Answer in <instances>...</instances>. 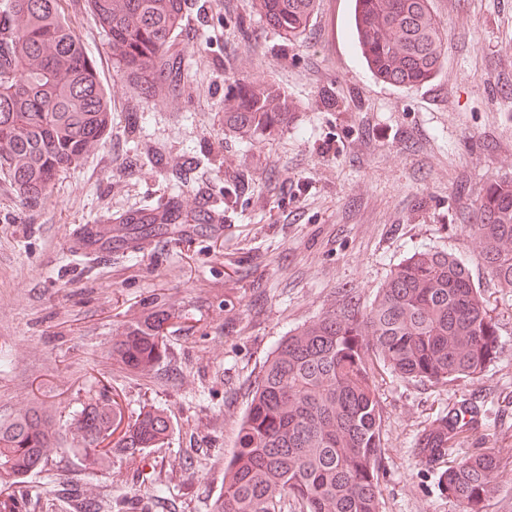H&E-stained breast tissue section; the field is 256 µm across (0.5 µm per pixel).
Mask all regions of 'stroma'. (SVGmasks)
Returning a JSON list of instances; mask_svg holds the SVG:
<instances>
[{
    "mask_svg": "<svg viewBox=\"0 0 512 512\" xmlns=\"http://www.w3.org/2000/svg\"><path fill=\"white\" fill-rule=\"evenodd\" d=\"M351 6L322 0L309 30L290 42L257 17L252 0H196L175 46L185 58V93L145 102L140 135L128 140L125 107L141 90L113 72L94 18L74 16L112 98L111 133L54 182L38 211L0 178V419L45 401L64 434L51 465L27 478L35 512H67L69 487L100 512H211L278 341L346 293L370 305L417 249L468 262L502 353L483 377L448 384L379 369L382 512H458L437 475L488 447L505 465L485 512H512V291L488 275L467 230L487 185L512 177V0H432L446 59L432 82L408 90L381 83L362 64ZM234 82L284 91L293 111L287 130L251 139L226 132L224 92ZM147 144L174 158L204 155L191 186L124 170ZM195 184L237 189L219 233L109 252L85 235L104 215L175 192L193 204ZM155 294L180 317L169 333L171 365L145 379L110 350ZM100 395L118 402L126 424L143 405L164 408L166 444L90 464L66 422ZM470 404L478 413L444 457L423 462L417 441L431 422ZM160 483L170 488L162 507L153 497Z\"/></svg>",
    "mask_w": 512,
    "mask_h": 512,
    "instance_id": "obj_1",
    "label": "stroma"
}]
</instances>
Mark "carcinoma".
Listing matches in <instances>:
<instances>
[{
  "label": "carcinoma",
  "instance_id": "carcinoma-1",
  "mask_svg": "<svg viewBox=\"0 0 512 512\" xmlns=\"http://www.w3.org/2000/svg\"><path fill=\"white\" fill-rule=\"evenodd\" d=\"M321 0H253L256 14L279 36L301 37ZM192 0H0V173L31 210L52 184L103 142L112 103L72 13L90 11L108 37L118 75L146 97L172 100L183 90L182 60L172 51L186 30ZM352 27L360 59L381 82L405 89L428 83L441 68L446 38L430 0H354ZM288 97L274 87L235 85L224 130L241 138L273 135L288 127ZM142 165L173 183L201 159L170 163L149 149ZM142 237L173 224L199 232L224 223V210L201 194L185 210L174 196L151 208L114 216ZM469 232L489 276L512 289V179L488 186ZM176 319L156 295L149 312L112 341L111 355L136 375L157 372L170 357L167 324ZM500 333L488 314L467 262L451 253L416 250L396 265L373 302L346 294L336 308L283 337L264 362L242 417L237 446L224 464V490L212 512H380L377 470L384 455L374 364L403 380L446 384L475 379L500 356ZM464 407L434 419L418 442L432 464L443 457L465 415ZM122 416L92 398L69 420L68 431L104 462L164 445L170 418L147 406L119 430ZM61 447L45 407L25 408L0 420V474L23 481L49 465L47 449ZM501 468L496 448L465 454L441 471L439 486L459 512H484Z\"/></svg>",
  "mask_w": 512,
  "mask_h": 512
}]
</instances>
